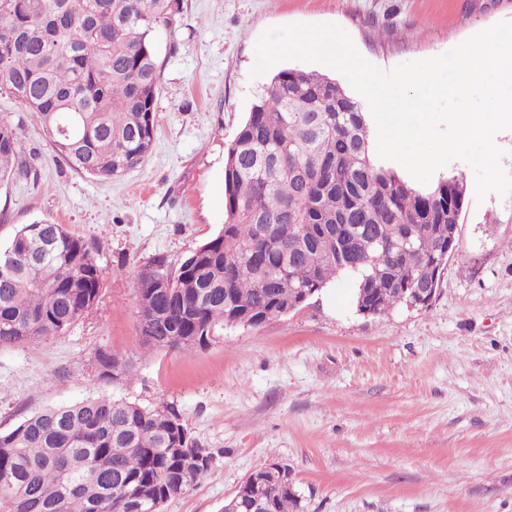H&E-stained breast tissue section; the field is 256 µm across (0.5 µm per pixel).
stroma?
<instances>
[{
  "instance_id": "35a3bbf8",
  "label": "stroma",
  "mask_w": 512,
  "mask_h": 512,
  "mask_svg": "<svg viewBox=\"0 0 512 512\" xmlns=\"http://www.w3.org/2000/svg\"><path fill=\"white\" fill-rule=\"evenodd\" d=\"M154 41L156 136L144 162L100 180L60 160L36 118L0 93L37 180L0 182V245L36 221L98 244L97 302L61 335L0 347V431L46 407L106 395L177 406L214 455L209 476L162 512H221L276 460L297 512H512V195L466 201L456 252L429 308L359 315L355 285L330 283L258 327L216 329L206 347H139L131 277L175 264L224 226V158L267 75H252L269 27L331 23L389 70L438 56L500 21L512 0H181ZM133 364L102 377L99 352Z\"/></svg>"
}]
</instances>
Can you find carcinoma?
<instances>
[{"label": "carcinoma", "instance_id": "obj_1", "mask_svg": "<svg viewBox=\"0 0 512 512\" xmlns=\"http://www.w3.org/2000/svg\"><path fill=\"white\" fill-rule=\"evenodd\" d=\"M180 12V0H0V91L37 118L70 168L120 177L154 142L153 36ZM369 122L332 78L274 75L227 149L222 231L132 277L140 345L203 347L217 328L284 316L342 275L355 281L354 306L373 316L405 289L429 287L460 222L465 176L415 187L377 159ZM9 175L37 178L14 126L0 121V179ZM101 283L86 240L47 221L17 228L0 247V346L66 332ZM98 363L112 379L132 369L109 352ZM212 458L172 404L98 396L44 408L0 432V512H145L187 494ZM266 497L269 512L298 508L288 475L267 481Z\"/></svg>", "mask_w": 512, "mask_h": 512}]
</instances>
